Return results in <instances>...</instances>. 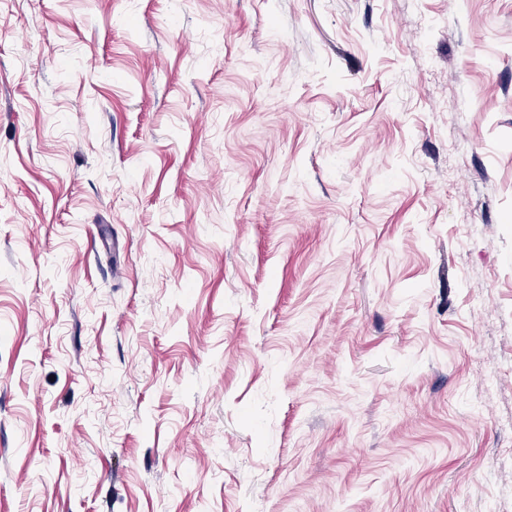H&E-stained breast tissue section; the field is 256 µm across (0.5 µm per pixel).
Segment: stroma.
Masks as SVG:
<instances>
[{"mask_svg": "<svg viewBox=\"0 0 512 512\" xmlns=\"http://www.w3.org/2000/svg\"><path fill=\"white\" fill-rule=\"evenodd\" d=\"M0 512H512V0H0Z\"/></svg>", "mask_w": 512, "mask_h": 512, "instance_id": "1", "label": "stroma"}]
</instances>
